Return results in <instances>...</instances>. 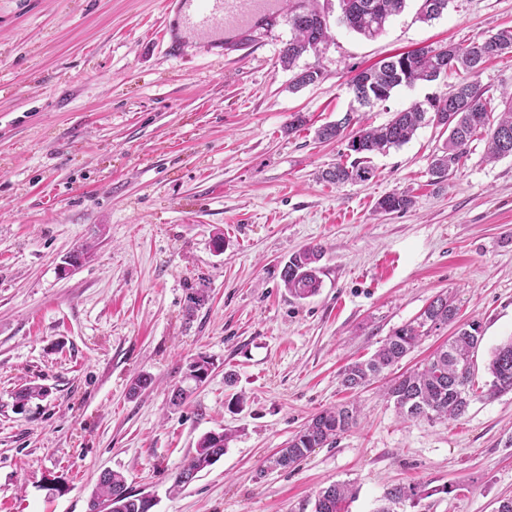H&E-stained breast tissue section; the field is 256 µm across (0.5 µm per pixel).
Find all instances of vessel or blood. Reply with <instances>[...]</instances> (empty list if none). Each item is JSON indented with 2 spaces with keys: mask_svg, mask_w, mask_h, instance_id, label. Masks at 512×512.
<instances>
[{
  "mask_svg": "<svg viewBox=\"0 0 512 512\" xmlns=\"http://www.w3.org/2000/svg\"><path fill=\"white\" fill-rule=\"evenodd\" d=\"M283 15L284 0H179L178 18L166 22L165 32L175 44L220 35L234 46L277 25Z\"/></svg>",
  "mask_w": 512,
  "mask_h": 512,
  "instance_id": "vessel-or-blood-1",
  "label": "vessel or blood"
}]
</instances>
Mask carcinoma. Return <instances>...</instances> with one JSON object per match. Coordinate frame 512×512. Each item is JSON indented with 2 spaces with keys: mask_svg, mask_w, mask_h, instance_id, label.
Wrapping results in <instances>:
<instances>
[{
  "mask_svg": "<svg viewBox=\"0 0 512 512\" xmlns=\"http://www.w3.org/2000/svg\"><path fill=\"white\" fill-rule=\"evenodd\" d=\"M311 5L288 7L291 37L280 51L284 68L297 67L301 57L312 52L313 44L331 39L323 8ZM344 26L365 37L375 38L392 17L401 13L407 0H337ZM418 18L428 22L448 9L450 0H419ZM512 53V29L496 33L462 47L450 44L444 48L423 47L391 57L376 68L356 73L348 83L350 91L363 87L378 101L388 100L402 87L437 80L443 73H459L462 79L454 92L432 99L428 106L415 104L395 113L381 127H362L346 133L352 123L350 115L317 131L321 140L348 137L347 150L354 155L348 164L338 163L322 172V178L336 184L365 182L373 177L370 155L401 147L425 124H433L448 132L441 150L429 165L432 182L439 185L448 180L449 172L459 167L469 145L480 135L486 138V158L490 161L512 156V91L502 93L499 104L484 96L476 77L488 60ZM321 77V70L306 66L292 80L295 89L310 85ZM414 204L407 191L390 193L377 201L382 212H405ZM323 248L306 246L291 255L281 277L288 294L305 300L319 293L322 287L319 262ZM458 308L446 295L435 297L414 320L395 329L367 360L348 365L340 374L341 385L349 390L365 387L398 364L415 346L430 334L456 321ZM483 339L478 322L458 326L448 343L442 345L422 367L403 373L386 386L385 395L392 400L397 415L404 420L460 419L475 397L473 392V354ZM491 376L485 396L492 398L512 392V340L497 346L488 364ZM48 390L42 385L26 383L13 393V406L25 410L35 399H43ZM360 410L356 403L326 409L313 416L288 440L269 461L271 469L298 465L315 448L335 442L336 438L358 424ZM231 435L210 431L197 443L195 454L174 474L175 488L188 485L192 477L211 466L224 455ZM418 495L415 486H394L384 496V504L376 512H396L395 507ZM351 490L346 483H333L315 496L314 512H345ZM101 502L110 503L111 512H151L142 495L127 486V477L111 471L98 482L88 503L89 512H97Z\"/></svg>",
  "mask_w": 512,
  "mask_h": 512,
  "instance_id": "carcinoma-1",
  "label": "carcinoma"
}]
</instances>
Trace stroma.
I'll use <instances>...</instances> for the list:
<instances>
[{
	"label": "stroma",
	"mask_w": 512,
	"mask_h": 512,
	"mask_svg": "<svg viewBox=\"0 0 512 512\" xmlns=\"http://www.w3.org/2000/svg\"><path fill=\"white\" fill-rule=\"evenodd\" d=\"M417 9L409 0L373 39L332 27L300 60L320 80L294 91L284 20L230 50L178 53L161 0H0V512H88L107 468L152 496V512H314L336 482L354 491L348 512H376L396 485L419 488L399 512H494L512 498V393L482 396L492 351L512 339V157L487 161L479 138L431 184L446 136L429 124L372 156L370 181L321 177L347 142L319 141L320 126L350 111L377 127L458 81L358 109L355 73L512 27V0H451L428 23ZM404 189L412 208L377 210ZM316 244L322 288L295 300L281 269ZM442 293L483 327L465 416L405 421L379 384L341 386L345 366ZM200 354L211 375L171 408ZM142 372L153 386L129 397ZM27 380L49 394L20 414L12 393ZM353 399L356 427L263 471L314 414ZM220 430L233 435L223 456L173 491L200 437Z\"/></svg>",
	"instance_id": "35a3bbf8"
}]
</instances>
